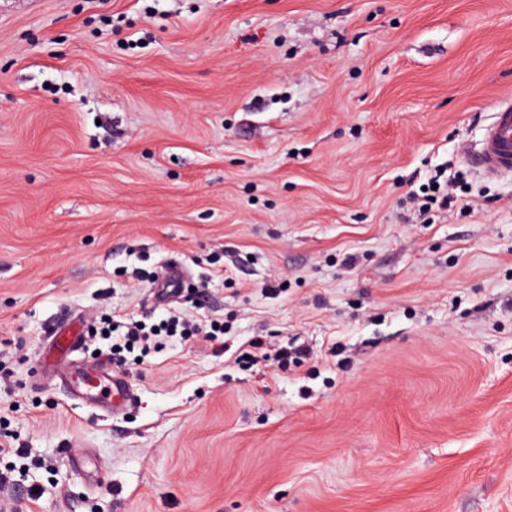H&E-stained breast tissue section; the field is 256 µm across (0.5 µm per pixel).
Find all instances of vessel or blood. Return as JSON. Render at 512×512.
<instances>
[{
	"label": "vessel or blood",
	"instance_id": "obj_1",
	"mask_svg": "<svg viewBox=\"0 0 512 512\" xmlns=\"http://www.w3.org/2000/svg\"><path fill=\"white\" fill-rule=\"evenodd\" d=\"M470 159L483 176L512 178V99L496 103L491 121ZM52 337L58 352L64 356L74 353L81 345L80 338L70 333L69 325L65 322L55 327ZM67 378L74 387L75 399L94 400L108 413L118 412L134 398L132 384L126 376L101 366L74 367L68 372Z\"/></svg>",
	"mask_w": 512,
	"mask_h": 512
}]
</instances>
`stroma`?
Returning a JSON list of instances; mask_svg holds the SVG:
<instances>
[{
  "label": "stroma",
  "instance_id": "obj_1",
  "mask_svg": "<svg viewBox=\"0 0 512 512\" xmlns=\"http://www.w3.org/2000/svg\"><path fill=\"white\" fill-rule=\"evenodd\" d=\"M507 95L512 0H0V512H512V178L468 159ZM173 314L227 352L91 333ZM433 185H436V188L432 186L433 191L424 193L422 196L423 200L420 201L421 204L419 205L420 214L421 211L425 214L435 206H437L438 209L448 210V207H451L457 202V198H455L452 193L448 192V188H443L439 179L434 180ZM77 334L69 332V323L58 324L52 332L53 343L56 344L58 352L67 358L80 348L81 339ZM66 377L74 387L75 399H92L100 403L107 413L115 414L130 404L135 395L126 376L111 373L103 366L73 367Z\"/></svg>",
  "mask_w": 512,
  "mask_h": 512
}]
</instances>
